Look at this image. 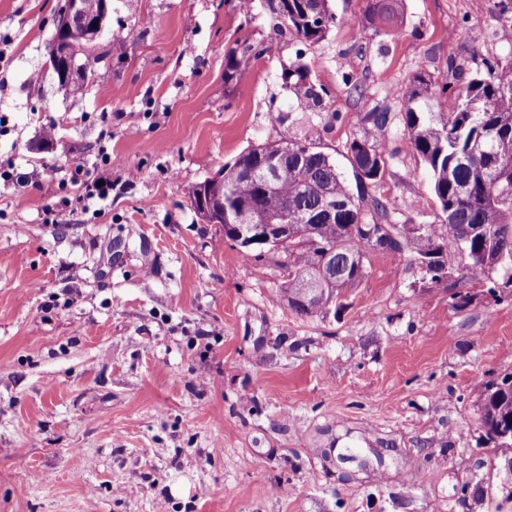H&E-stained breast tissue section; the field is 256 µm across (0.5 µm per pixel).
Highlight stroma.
Wrapping results in <instances>:
<instances>
[{"mask_svg":"<svg viewBox=\"0 0 512 512\" xmlns=\"http://www.w3.org/2000/svg\"><path fill=\"white\" fill-rule=\"evenodd\" d=\"M499 3L403 0L393 39L366 28L367 0H329L343 23L306 51L328 92L308 117L281 80L297 40L235 0H110L67 98L47 66L61 0H0V161L33 176L0 180V512H512V448L480 427L486 383L512 373V291L488 292L503 269L460 279L455 250L435 283L374 252L341 308L301 316L287 269L189 196L266 140L313 135L345 168L365 139L392 221L438 223L398 89L478 57L512 69ZM246 42L265 53L225 79ZM377 106L389 129L360 123ZM103 146L110 195L59 192Z\"/></svg>","mask_w":512,"mask_h":512,"instance_id":"1","label":"stroma"}]
</instances>
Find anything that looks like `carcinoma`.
I'll use <instances>...</instances> for the list:
<instances>
[{
	"label": "carcinoma",
	"instance_id": "1",
	"mask_svg": "<svg viewBox=\"0 0 512 512\" xmlns=\"http://www.w3.org/2000/svg\"><path fill=\"white\" fill-rule=\"evenodd\" d=\"M402 0H368L366 20L379 19L387 26L380 33L393 37L400 32L395 23ZM289 33L305 47L325 39L344 23L329 9L328 0H267ZM267 51L260 45H243L229 54L226 78L247 68ZM485 69L469 72L456 83L419 73L401 88L405 139L409 149L426 165L434 194L440 204L437 224L424 231L390 220L389 204L372 196L382 178L386 159L380 146L365 139L352 140L347 160L352 177H347L320 141L306 135L288 140H267L241 153L224 165V200L205 196L206 204L224 205V236L240 248L237 226L245 212L256 209L270 217L288 216V244L281 248L282 265L288 282L282 293L288 306L301 316L322 312L345 288L363 274L364 259L374 251L368 234H380L387 247L383 252L408 255L414 262L426 258L425 275L434 282L448 279L444 254L464 250L470 260L462 278L483 277L500 265L512 263V71L497 72L486 62ZM283 84L297 106L310 112L323 105L325 88L311 79L305 51L283 70ZM452 97L450 112H437L442 100ZM360 122L378 129L390 122L386 108H375ZM482 139L487 153L477 161L465 159L469 143ZM261 160H274L277 167L272 186L263 189L244 175L243 169ZM334 205L332 216L319 219L323 202ZM356 224L357 235H346ZM339 251L357 259V264L338 279L321 268L320 255ZM314 282L321 288L316 304L306 307L295 299V288ZM512 425V374L489 382L482 403L481 427L493 448H512V437L501 438V430Z\"/></svg>",
	"mask_w": 512,
	"mask_h": 512
}]
</instances>
